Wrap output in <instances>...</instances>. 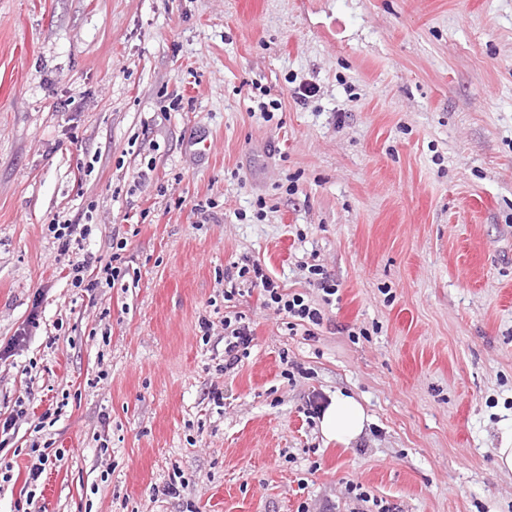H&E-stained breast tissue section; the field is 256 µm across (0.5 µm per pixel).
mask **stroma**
Listing matches in <instances>:
<instances>
[{"label":"stroma","mask_w":512,"mask_h":512,"mask_svg":"<svg viewBox=\"0 0 512 512\" xmlns=\"http://www.w3.org/2000/svg\"><path fill=\"white\" fill-rule=\"evenodd\" d=\"M243 258L315 300L324 266L322 325ZM8 417L0 512H512V0H0ZM79 226V223L76 224L72 220H65L63 221V224L57 220L52 224L51 230L55 233V238L57 240H62V247L69 249L72 241L77 242V245H81V243L89 236L88 228H79ZM78 235L79 239L77 237ZM73 237L75 238L73 239ZM112 243V250L115 248V252H112L109 262H107L103 267L99 268V272L104 274L105 282L108 285H115V281H118L119 278H123L125 276V270L122 268V252L126 247V241H116L115 246ZM239 262H234L231 269H236L237 277L243 281H249L253 288H260L262 305L266 308H274L278 314H284L288 318L298 319L300 322L319 326L323 321L322 310L316 307V303L311 302L307 296L294 293H284L280 286L269 276L263 273L261 267L251 262L247 258ZM242 317H240V321ZM231 320H224V367L234 368L241 361V357L247 355V351L253 341L252 330L249 325ZM366 421L362 406L355 399L340 395L322 414L320 429L326 438L348 445L363 433Z\"/></svg>","instance_id":"35a3bbf8"}]
</instances>
